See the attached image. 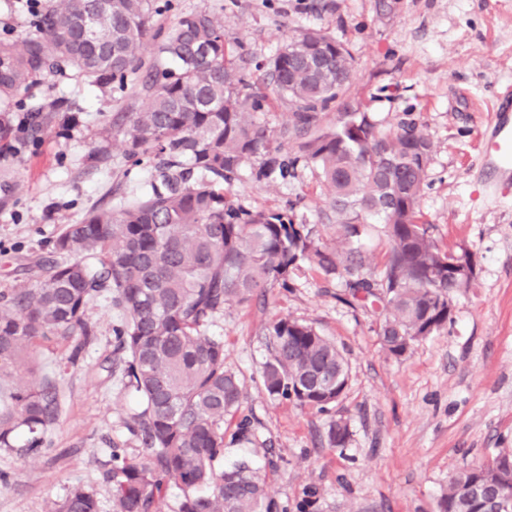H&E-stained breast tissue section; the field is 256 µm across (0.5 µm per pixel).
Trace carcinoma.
<instances>
[{
    "label": "carcinoma",
    "mask_w": 512,
    "mask_h": 512,
    "mask_svg": "<svg viewBox=\"0 0 512 512\" xmlns=\"http://www.w3.org/2000/svg\"><path fill=\"white\" fill-rule=\"evenodd\" d=\"M151 0H46L34 33L0 41V101L70 70L90 85L131 87L113 120L125 157L151 159L158 178L138 200L100 206L66 224L53 243L58 258L38 259L28 281L0 293V447L26 435L19 452L43 451L60 413L55 378H14L43 342L78 339L71 359L96 336L90 303L108 295L121 322L112 328L123 354L126 386L138 399L133 430L146 455L112 452V512H159L163 489L181 491L179 512H271L261 469L245 463L221 471L224 416L242 403V386L224 368V341L205 327L231 301L249 304L288 289L309 263L336 279L354 304H382L378 336L397 359L448 326L454 296L472 279L451 275L455 252L438 247L417 206L432 143L413 120L385 128L367 112H338L352 81L336 39L316 29L284 42L268 73L273 92L295 110L276 128L252 113L268 96L253 91L246 67L228 55L223 21L208 8L184 13L156 44L172 65L145 64ZM259 160L252 176L274 180L301 164L326 187L323 218L336 246L294 208L252 210L224 185ZM379 224L389 242L381 267L366 271L362 239ZM269 358V397L320 410L336 402L348 363L312 325L281 317L262 327ZM347 426L332 425L329 443L345 447ZM486 463L448 479L438 512H499L484 488ZM49 512H98L92 491L72 486Z\"/></svg>",
    "instance_id": "obj_1"
}]
</instances>
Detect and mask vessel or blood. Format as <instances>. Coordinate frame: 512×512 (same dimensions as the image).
Segmentation results:
<instances>
[{
	"mask_svg": "<svg viewBox=\"0 0 512 512\" xmlns=\"http://www.w3.org/2000/svg\"><path fill=\"white\" fill-rule=\"evenodd\" d=\"M496 121L484 134L485 176L481 181L486 200L502 203L504 187L512 182V89L496 103Z\"/></svg>",
	"mask_w": 512,
	"mask_h": 512,
	"instance_id": "1",
	"label": "vessel or blood"
}]
</instances>
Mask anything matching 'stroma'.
Here are the masks:
<instances>
[{"instance_id": "1", "label": "stroma", "mask_w": 512, "mask_h": 512, "mask_svg": "<svg viewBox=\"0 0 512 512\" xmlns=\"http://www.w3.org/2000/svg\"><path fill=\"white\" fill-rule=\"evenodd\" d=\"M172 3L154 16L155 29L208 8L223 21L233 54L259 64L293 31L333 36L353 59L349 100L379 119L415 120L429 136L420 217L437 245L467 248L477 265L447 329L402 360L381 346L378 306L344 303L343 288L315 268L265 302L226 305L205 328L223 340L225 365L243 388L238 415L224 420L223 467L261 468L276 512H437L451 475L512 451V204H487L473 177L484 152L480 129L499 91L512 86V0H392L388 8L382 0ZM126 100V92L70 72L10 103L16 121L0 140V292L23 283L25 259L49 255L64 225L135 199L153 181L152 162L126 163L113 144L112 118ZM29 107L42 108L41 126L22 124ZM232 191L252 210L295 203L297 218L334 244V227L320 222L326 189L313 166L273 182L255 180L246 166ZM88 315L96 335L79 357L68 343L35 353L54 374L61 413L46 434L48 453L24 457L0 447V512H47L75 484L94 493L99 512H112L113 451L143 453L129 429L138 405L116 364L109 297ZM278 317L313 324L346 358L348 386L328 411L266 393L261 329ZM339 421L350 437L333 448L328 433Z\"/></svg>"}]
</instances>
